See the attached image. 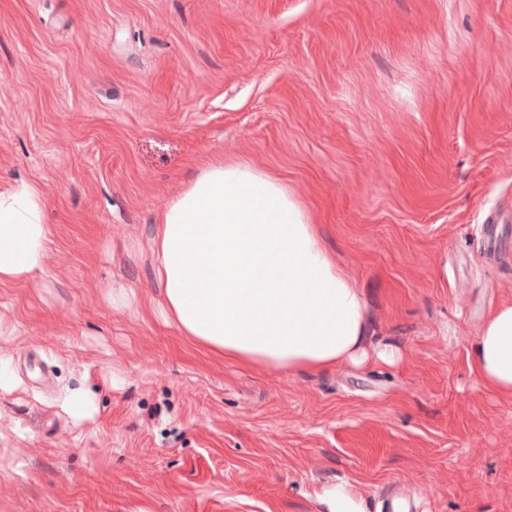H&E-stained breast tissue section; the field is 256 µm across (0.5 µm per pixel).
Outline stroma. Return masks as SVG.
Wrapping results in <instances>:
<instances>
[{"label":"stroma","mask_w":512,"mask_h":512,"mask_svg":"<svg viewBox=\"0 0 512 512\" xmlns=\"http://www.w3.org/2000/svg\"><path fill=\"white\" fill-rule=\"evenodd\" d=\"M304 202L394 364L205 355L153 224L209 161ZM46 270L0 284V512H512V400L469 368L512 303V0H0V189ZM84 397L83 416L71 409ZM44 211L45 195L34 182L19 181L0 190V284L45 272L49 231ZM320 501L325 512H364L361 503L344 484H336L324 490Z\"/></svg>","instance_id":"35a3bbf8"}]
</instances>
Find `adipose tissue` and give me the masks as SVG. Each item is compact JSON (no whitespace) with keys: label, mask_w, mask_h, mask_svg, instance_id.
Returning <instances> with one entry per match:
<instances>
[{"label":"adipose tissue","mask_w":512,"mask_h":512,"mask_svg":"<svg viewBox=\"0 0 512 512\" xmlns=\"http://www.w3.org/2000/svg\"><path fill=\"white\" fill-rule=\"evenodd\" d=\"M44 211L36 183L0 190V284L44 273ZM153 251L167 322L208 354L291 374L398 357L389 347L368 354L361 290L303 203L269 171L212 162L159 214ZM470 369L486 389L512 398V303L489 312Z\"/></svg>","instance_id":"ef3b65f1"}]
</instances>
